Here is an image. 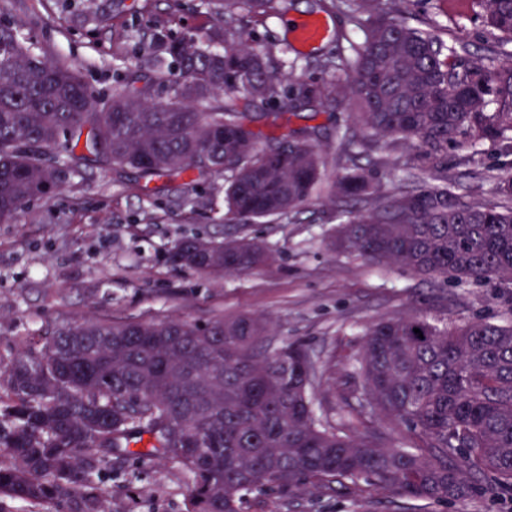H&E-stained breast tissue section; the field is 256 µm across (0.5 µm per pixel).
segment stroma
Listing matches in <instances>:
<instances>
[{
	"mask_svg": "<svg viewBox=\"0 0 512 512\" xmlns=\"http://www.w3.org/2000/svg\"><path fill=\"white\" fill-rule=\"evenodd\" d=\"M30 29L50 58L75 62L97 93L109 94L119 73L146 66L154 34L210 26L200 0H0V22ZM448 39L465 26L479 41L482 26L468 0H422L411 19ZM281 17L254 14L247 24L259 49L272 51L295 77L315 76L314 63L334 51L341 20L329 18L330 35L296 49L281 31ZM345 107L294 116L277 125L258 121L263 133L286 134L313 124L326 139L327 171L340 172L345 157L332 133ZM224 181L183 178L143 186L133 176L96 166L71 178L55 194L28 202L11 223H0V359L41 346L55 326L88 317L138 321L180 318L207 322L239 315L268 317L269 347L302 342L315 367L311 394L317 416L349 426L352 435L384 434L404 447L403 431H385L373 416L357 366L370 323L419 314L439 324L482 316L512 320V288L478 284L438 286L407 269L377 263L334 247L333 206L312 198L274 221L250 224L271 257L244 274L217 279L171 267L165 256L181 238L224 239L239 225L218 202ZM113 512H183L189 480L178 465L146 459L127 474L104 480ZM421 502L358 483L346 488L271 491L254 497L247 512H424Z\"/></svg>",
	"mask_w": 512,
	"mask_h": 512,
	"instance_id": "stroma-1",
	"label": "stroma"
}]
</instances>
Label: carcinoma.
<instances>
[{
    "label": "carcinoma",
    "mask_w": 512,
    "mask_h": 512,
    "mask_svg": "<svg viewBox=\"0 0 512 512\" xmlns=\"http://www.w3.org/2000/svg\"><path fill=\"white\" fill-rule=\"evenodd\" d=\"M362 33L318 62L329 78H292L257 48L245 18L287 0H203L221 22L153 37L156 65L127 69L98 103L79 67L49 58L33 37L0 23V223L66 179L105 164L148 184L192 173L224 178V206L251 223L286 216L320 192L322 130L272 137L253 124L281 111L350 105L336 127L344 172L328 185L335 239L350 252L434 282L512 286V174L500 200L460 192L487 144L512 154V0H471L484 53L456 34L446 44L409 23L417 0H318ZM275 112H242L241 102ZM389 144L415 154L412 187L387 190L358 157ZM471 169L448 174V148ZM270 257L259 240H179L176 268L223 276ZM420 333H415L414 329ZM254 317L205 324L88 319L60 325L39 350L0 361V512L46 501L63 512H112L102 478L145 457L179 465L185 512H245L272 488L363 480L429 506L512 491V320L439 326L418 315L368 326L359 359L369 404L410 448L368 442L321 422L309 394L313 365L289 343L270 349ZM147 442L143 450L133 446Z\"/></svg>",
    "instance_id": "1"
}]
</instances>
